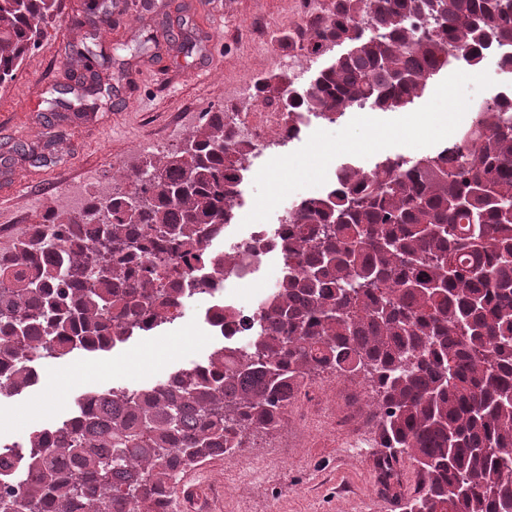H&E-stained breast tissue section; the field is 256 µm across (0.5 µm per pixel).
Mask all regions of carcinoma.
Masks as SVG:
<instances>
[{
  "label": "carcinoma",
  "mask_w": 512,
  "mask_h": 512,
  "mask_svg": "<svg viewBox=\"0 0 512 512\" xmlns=\"http://www.w3.org/2000/svg\"><path fill=\"white\" fill-rule=\"evenodd\" d=\"M61 14V0H0V87ZM512 44V0H332L305 49L347 50L306 86L253 81L286 113L342 117L407 107L462 57ZM253 145L224 108L129 174L83 215L50 208L41 229L0 250V396L36 384L39 359L109 351L177 319L197 264L224 271V236ZM267 239L282 275L241 346L146 388L81 398L73 414L1 444L19 460L0 512H158L181 476L280 427L305 381L361 377L376 393L379 466L409 458L422 478L404 512H512V107L479 105L458 144L417 161L343 165L336 188L284 210Z\"/></svg>",
  "instance_id": "carcinoma-1"
}]
</instances>
